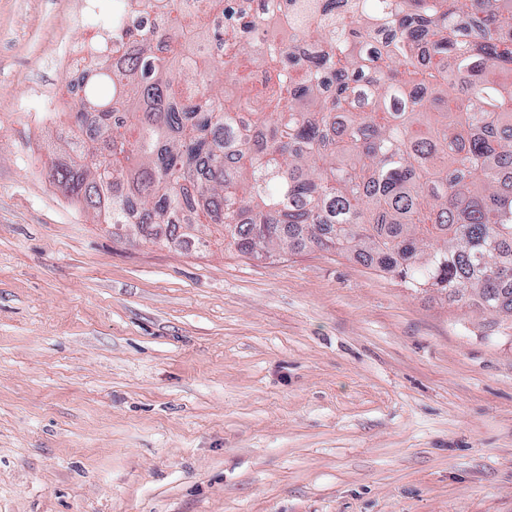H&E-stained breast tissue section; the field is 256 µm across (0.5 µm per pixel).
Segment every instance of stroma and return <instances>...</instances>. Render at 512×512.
I'll return each mask as SVG.
<instances>
[{"instance_id": "stroma-1", "label": "stroma", "mask_w": 512, "mask_h": 512, "mask_svg": "<svg viewBox=\"0 0 512 512\" xmlns=\"http://www.w3.org/2000/svg\"><path fill=\"white\" fill-rule=\"evenodd\" d=\"M82 0H0V512H512V323L330 253L113 239L42 120Z\"/></svg>"}]
</instances>
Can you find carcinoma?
<instances>
[{
  "instance_id": "obj_1",
  "label": "carcinoma",
  "mask_w": 512,
  "mask_h": 512,
  "mask_svg": "<svg viewBox=\"0 0 512 512\" xmlns=\"http://www.w3.org/2000/svg\"><path fill=\"white\" fill-rule=\"evenodd\" d=\"M149 0L88 68L94 126L51 169L129 242L304 241L512 316V0ZM264 70L253 81L252 68Z\"/></svg>"
}]
</instances>
